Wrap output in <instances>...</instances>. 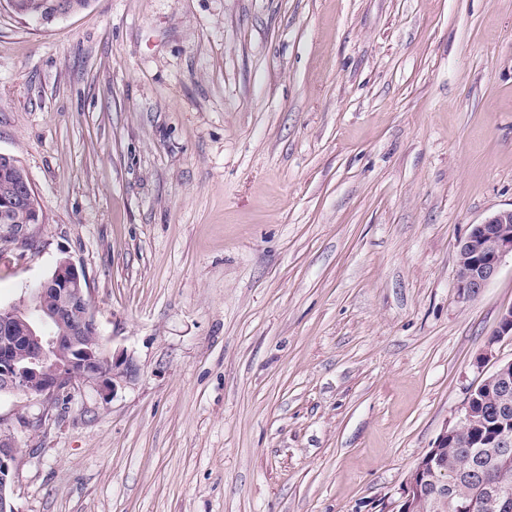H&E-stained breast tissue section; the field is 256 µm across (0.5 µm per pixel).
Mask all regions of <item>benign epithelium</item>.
Masks as SVG:
<instances>
[{
    "instance_id": "7a95c632",
    "label": "benign epithelium",
    "mask_w": 512,
    "mask_h": 512,
    "mask_svg": "<svg viewBox=\"0 0 512 512\" xmlns=\"http://www.w3.org/2000/svg\"><path fill=\"white\" fill-rule=\"evenodd\" d=\"M0 212L10 218L18 237L24 235V226L42 223L35 193L27 180L11 195L0 197ZM509 254L512 255V208L499 210L473 225L460 239L455 268L459 295L464 299L479 295ZM47 321L56 324L58 331L43 333L40 323ZM494 345L493 341L488 343L477 364L493 363L494 375L479 383V389L504 402L490 441V447L500 457L499 477L491 487L473 478L467 480L472 491L485 493L493 510L502 490L512 486V471L507 466L512 455V416L505 406L512 395V360H500ZM135 376L133 359L122 352L114 353L104 344L85 277L72 261L60 260L48 278L29 294L0 307V396L35 393L44 400H54L87 384L106 393ZM478 404L476 397L467 396L454 425L442 432L436 445L412 469L392 512H421L424 505L439 510L446 503L455 512L467 510L471 495L458 494L449 502L447 496L435 491L434 484L439 483L446 490L448 485L460 483V472L447 468L443 453L469 427L480 426ZM18 452L13 434L0 426V512H18L14 503V461Z\"/></svg>"
}]
</instances>
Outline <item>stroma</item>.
I'll list each match as a JSON object with an SVG mask.
<instances>
[{"mask_svg": "<svg viewBox=\"0 0 512 512\" xmlns=\"http://www.w3.org/2000/svg\"><path fill=\"white\" fill-rule=\"evenodd\" d=\"M0 152L43 221L0 305L82 271L133 381L0 398L18 512H381L481 371L512 257V0H0ZM49 0H7L9 8L19 17L30 19L44 26V2ZM11 2L17 8L15 11L11 8ZM512 256V208L495 212L460 239L455 282L463 299L479 295L497 275L502 261Z\"/></svg>", "mask_w": 512, "mask_h": 512, "instance_id": "1", "label": "stroma"}]
</instances>
